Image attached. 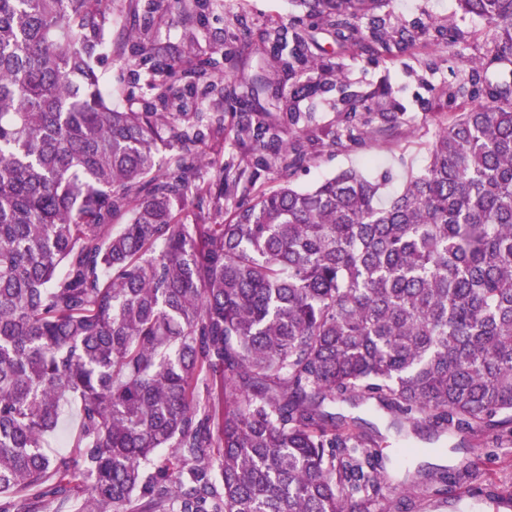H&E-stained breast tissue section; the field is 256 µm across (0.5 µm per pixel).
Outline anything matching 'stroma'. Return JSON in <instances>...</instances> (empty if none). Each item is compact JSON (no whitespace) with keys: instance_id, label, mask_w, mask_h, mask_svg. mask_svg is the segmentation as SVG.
Listing matches in <instances>:
<instances>
[{"instance_id":"1","label":"stroma","mask_w":512,"mask_h":512,"mask_svg":"<svg viewBox=\"0 0 512 512\" xmlns=\"http://www.w3.org/2000/svg\"><path fill=\"white\" fill-rule=\"evenodd\" d=\"M235 8L245 16L254 44L258 43V33L265 23L285 24L290 20L288 0H237ZM347 76L350 82L367 90L375 89L381 80H388L396 109L405 113L407 125L390 140L375 136L347 150L323 148L311 163L296 171L292 182L298 188L308 189L342 169L361 166L370 177L385 178L384 194H394L402 189L409 171L419 170L425 164L426 146L435 133L434 123L427 120L428 114L437 112L447 118L453 112L452 107L438 100L436 92L437 86L451 81L452 75L438 52L430 51L406 55L404 65L390 68L362 56L349 61ZM370 156L375 163L368 167L364 161ZM461 439L463 446L458 450L444 444L434 451L428 440L416 438V445L422 449L419 463L443 466L452 474L475 470L470 487L495 490L494 502L478 498L469 508L460 500L458 490L452 489L444 496L421 494V512H512V495L505 492L512 485V439L492 440L484 428L464 433Z\"/></svg>"}]
</instances>
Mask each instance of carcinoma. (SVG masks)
<instances>
[{"label": "carcinoma", "mask_w": 512, "mask_h": 512, "mask_svg": "<svg viewBox=\"0 0 512 512\" xmlns=\"http://www.w3.org/2000/svg\"><path fill=\"white\" fill-rule=\"evenodd\" d=\"M162 0H0V512H416L421 480L385 494L365 404L410 441L484 424L512 434V0H456L460 21L391 16L390 0H289L255 48L260 73L226 69L250 47L236 17L224 52L189 51L151 72L141 108L115 104L107 53L141 69L167 54ZM233 10L192 0L187 17ZM479 21L491 37L479 41ZM339 48L328 53L315 34ZM440 48L468 70L438 96L424 167L381 198L351 167L306 190L286 170L322 148L391 137V87L352 88L345 57L399 65ZM275 72L303 77L254 117ZM336 89L319 128L300 103ZM216 135L210 142L203 134ZM246 149L223 159L224 144ZM279 174L256 187L258 170ZM193 212H186L187 207ZM79 404L71 454L46 438Z\"/></svg>", "instance_id": "carcinoma-1"}]
</instances>
